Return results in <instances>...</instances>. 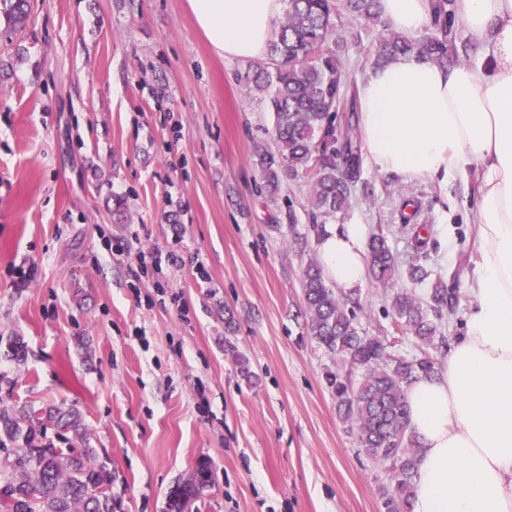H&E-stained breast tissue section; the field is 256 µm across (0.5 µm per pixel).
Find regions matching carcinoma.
Wrapping results in <instances>:
<instances>
[{"label": "carcinoma", "instance_id": "cac0c4a2", "mask_svg": "<svg viewBox=\"0 0 512 512\" xmlns=\"http://www.w3.org/2000/svg\"><path fill=\"white\" fill-rule=\"evenodd\" d=\"M374 22L378 0H288V11L272 35L271 64L248 68L246 86L272 90L275 147L260 157L268 192L274 194L282 176L313 172L308 199L312 221L322 224L345 211L350 190L360 178V155L352 125L336 132L337 112L346 92L339 69V37L334 18L339 11ZM29 0H0V19L10 29L22 28ZM433 35L413 41L396 32L380 35L379 64L400 54H416L441 66L461 64L454 49L456 31L446 0L432 2ZM415 254L428 241L409 227ZM370 274L381 282L398 271L388 236L375 233L368 246ZM304 300L300 315L308 335L332 358L324 381L336 399L341 419L356 432L359 448L385 469L381 486L385 512H412L413 483L419 442L406 425V392L420 376L436 372L434 353L448 349L444 316H454L459 291L437 281L425 297L410 288L389 295L387 314L396 327L409 332L419 352L398 356L387 335H368L342 292L325 280L319 262L309 261L301 277ZM7 356L18 366L26 362L23 338L9 337ZM200 481L177 483L170 491L171 512H191L201 485L211 478L207 460L198 461ZM0 512H113L112 471L89 446L83 417L64 402L41 408L13 405L0 409Z\"/></svg>", "mask_w": 512, "mask_h": 512}]
</instances>
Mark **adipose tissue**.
<instances>
[{
	"label": "adipose tissue",
	"instance_id": "obj_1",
	"mask_svg": "<svg viewBox=\"0 0 512 512\" xmlns=\"http://www.w3.org/2000/svg\"><path fill=\"white\" fill-rule=\"evenodd\" d=\"M218 55L265 56L283 0H187ZM385 25L413 34L431 0H379ZM479 62L445 68L399 55L371 69L358 94L366 156L382 173L440 187L479 173L476 227L460 336L438 374L406 393L418 455L412 512H512V0H457ZM362 224L326 230L323 273L352 289L368 271Z\"/></svg>",
	"mask_w": 512,
	"mask_h": 512
}]
</instances>
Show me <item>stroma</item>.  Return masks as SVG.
I'll return each instance as SVG.
<instances>
[{"label":"stroma","mask_w":512,"mask_h":512,"mask_svg":"<svg viewBox=\"0 0 512 512\" xmlns=\"http://www.w3.org/2000/svg\"><path fill=\"white\" fill-rule=\"evenodd\" d=\"M30 4L24 29L0 25V336L27 346L18 367L0 345L14 380L0 402L77 405L119 512H170L171 488L203 458L214 477L198 512H385L386 473L338 417L331 359L298 315L321 227L309 176L282 179L274 197L264 187L274 118L240 80L248 61L216 54L186 0ZM336 28L354 90L378 29L344 13ZM476 184L406 182L365 163L335 223L388 230L407 268L409 190L419 223L448 225L416 293L438 280L464 292ZM169 251L183 263L138 270V255ZM31 264L35 279L17 285L15 267ZM386 294L370 277L352 291L359 322L412 356ZM471 301L464 292L461 308Z\"/></svg>","instance_id":"1"}]
</instances>
